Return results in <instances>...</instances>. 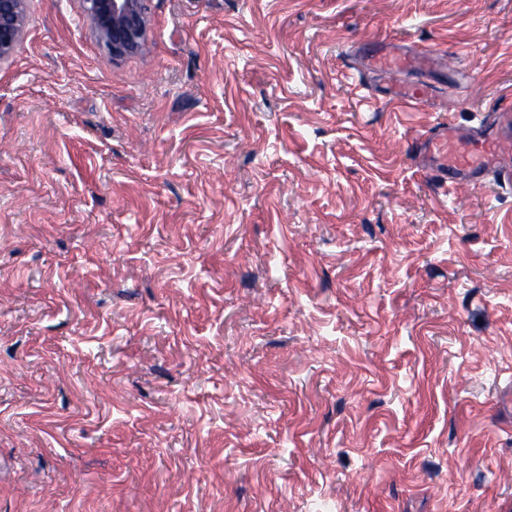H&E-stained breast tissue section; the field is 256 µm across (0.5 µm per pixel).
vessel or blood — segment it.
I'll return each mask as SVG.
<instances>
[{
	"label": "vessel or blood",
	"instance_id": "obj_1",
	"mask_svg": "<svg viewBox=\"0 0 512 512\" xmlns=\"http://www.w3.org/2000/svg\"><path fill=\"white\" fill-rule=\"evenodd\" d=\"M426 49L412 54L386 53L360 54L364 69L376 73H406L418 70L429 58ZM382 97L399 106L415 109L429 99V88L422 82H394L387 84ZM512 143V108L502 107L491 112L486 122L463 129L448 123L425 136L420 147L433 162V176L444 189H453L466 181L482 187L488 182L512 185V166L502 160L506 144Z\"/></svg>",
	"mask_w": 512,
	"mask_h": 512
}]
</instances>
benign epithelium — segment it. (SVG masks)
Returning a JSON list of instances; mask_svg holds the SVG:
<instances>
[{
    "label": "benign epithelium",
    "instance_id": "obj_1",
    "mask_svg": "<svg viewBox=\"0 0 512 512\" xmlns=\"http://www.w3.org/2000/svg\"><path fill=\"white\" fill-rule=\"evenodd\" d=\"M149 0H80L101 47L114 58L141 50L147 42ZM26 0H0V62L9 59L25 30Z\"/></svg>",
    "mask_w": 512,
    "mask_h": 512
}]
</instances>
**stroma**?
<instances>
[{
    "mask_svg": "<svg viewBox=\"0 0 512 512\" xmlns=\"http://www.w3.org/2000/svg\"><path fill=\"white\" fill-rule=\"evenodd\" d=\"M149 7L0 63V512H512V189L417 151L512 105V0ZM149 0H80L101 47L113 58L141 50L147 42ZM430 49H418L414 54L396 53H359L360 64L364 69L376 73H406L421 70L419 67L423 61L431 56ZM379 95L401 107L416 109L427 103L429 87L423 82H394L387 84Z\"/></svg>",
    "mask_w": 512,
    "mask_h": 512,
    "instance_id": "35a3bbf8",
    "label": "stroma"
}]
</instances>
